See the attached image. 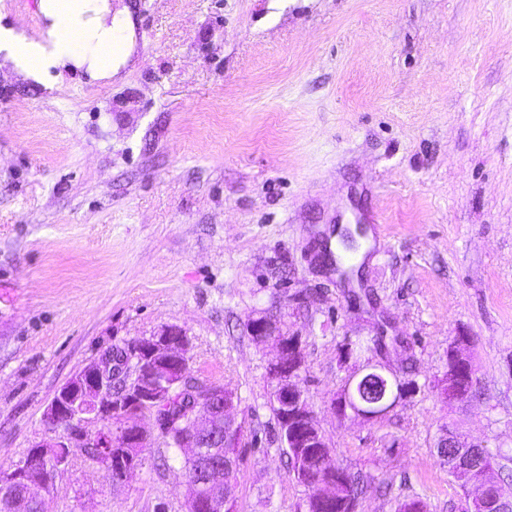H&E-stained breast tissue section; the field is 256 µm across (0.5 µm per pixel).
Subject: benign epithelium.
<instances>
[{"mask_svg":"<svg viewBox=\"0 0 512 512\" xmlns=\"http://www.w3.org/2000/svg\"><path fill=\"white\" fill-rule=\"evenodd\" d=\"M247 332L256 342H271L277 350L269 377L273 398L281 407L279 429L284 447H328L301 388L304 357L300 338L263 315L248 322ZM469 346V337H457L450 352L453 361L472 363ZM189 350V337L175 325L165 326L148 337L134 338L118 349L105 350L56 390L43 413L46 437L33 444L32 450L15 466L0 471V491L4 493L17 486L35 512H45L44 495L54 489L58 474L71 464L72 449L103 446L107 440L112 447L99 456L98 463L106 473H115L116 479H129L143 466V449L153 444L152 432L144 425L149 415L167 443L170 442L167 429L181 428L175 448L186 460L203 458L207 453L204 442L223 431V467L210 471L208 480L186 487L185 501L188 507L195 506L199 495L191 494V490L203 491L208 496L210 512H226L228 497L213 492L212 486L225 480L226 470L238 465L241 428L232 420L234 394L220 384L195 379L188 370ZM367 369V373L361 368L351 375L343 392L334 400L333 408L338 416L350 413L364 419L379 418L399 401L404 383L397 374L379 362L370 363ZM363 373L383 383L382 392L371 400L359 398L352 389ZM191 385L194 389L186 426L181 420L173 421L171 416L162 414V409L167 400ZM439 388L446 400L464 398L458 390L454 368H448ZM94 423L101 424V428L91 429ZM437 447L448 449L449 473L461 485L473 483L475 475L485 471V462L474 455L477 445L462 435L446 430ZM317 468L314 484L318 499L324 504L336 501L341 496V471L328 456L323 457ZM490 506L494 512H512V498L498 491L491 504L486 496L473 495L466 512H488Z\"/></svg>","mask_w":512,"mask_h":512,"instance_id":"benign-epithelium-1","label":"benign epithelium"}]
</instances>
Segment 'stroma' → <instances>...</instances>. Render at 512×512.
Here are the masks:
<instances>
[{"instance_id": "obj_1", "label": "stroma", "mask_w": 512, "mask_h": 512, "mask_svg": "<svg viewBox=\"0 0 512 512\" xmlns=\"http://www.w3.org/2000/svg\"><path fill=\"white\" fill-rule=\"evenodd\" d=\"M132 2L123 81L50 92L0 70V467L87 363L175 325L190 373L238 397L235 512H307L270 406L276 350L245 329L263 312L301 338L333 462L368 480L357 512H462L447 429L512 496V0ZM367 211L382 245L346 280L317 242ZM462 333L473 386L449 401ZM369 359L402 398L339 418ZM143 455L116 484L75 451L47 512H185L173 449Z\"/></svg>"}]
</instances>
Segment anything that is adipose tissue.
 I'll return each instance as SVG.
<instances>
[{"label": "adipose tissue", "mask_w": 512, "mask_h": 512, "mask_svg": "<svg viewBox=\"0 0 512 512\" xmlns=\"http://www.w3.org/2000/svg\"><path fill=\"white\" fill-rule=\"evenodd\" d=\"M30 35L0 12V67L51 91L68 75L108 83L133 62L136 23L126 0H38Z\"/></svg>", "instance_id": "obj_1"}]
</instances>
